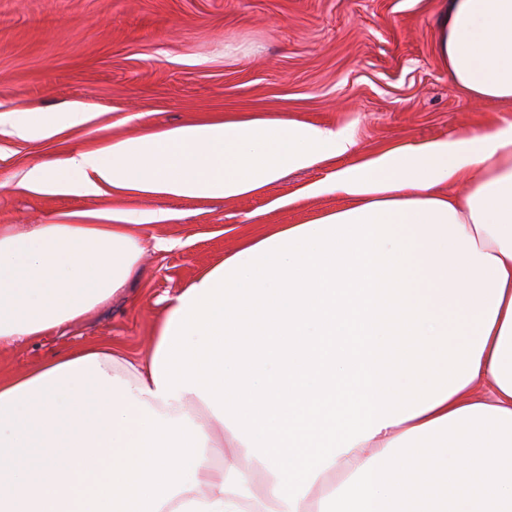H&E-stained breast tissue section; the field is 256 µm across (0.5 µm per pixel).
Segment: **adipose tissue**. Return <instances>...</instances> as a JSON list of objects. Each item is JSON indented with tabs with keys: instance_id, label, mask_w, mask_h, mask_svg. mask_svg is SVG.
<instances>
[{
	"instance_id": "1",
	"label": "adipose tissue",
	"mask_w": 512,
	"mask_h": 512,
	"mask_svg": "<svg viewBox=\"0 0 512 512\" xmlns=\"http://www.w3.org/2000/svg\"><path fill=\"white\" fill-rule=\"evenodd\" d=\"M437 33L455 85L512 102V0H442ZM94 118L1 112L0 133ZM329 161L300 194L342 206L243 234L172 298L144 364L86 348L0 378V512H117L137 448L156 460L138 512H402L415 449L431 476H476L480 497L448 512H512V476L491 478L512 459V124L364 154L342 128L228 114L32 165L20 185L229 201ZM169 218L0 226V342L107 301L145 249L132 225ZM209 355L230 394L202 383Z\"/></svg>"
}]
</instances>
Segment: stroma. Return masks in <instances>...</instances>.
Segmentation results:
<instances>
[{
  "label": "stroma",
  "mask_w": 512,
  "mask_h": 512,
  "mask_svg": "<svg viewBox=\"0 0 512 512\" xmlns=\"http://www.w3.org/2000/svg\"><path fill=\"white\" fill-rule=\"evenodd\" d=\"M440 0H0V111L78 102L92 124L40 141L0 134V225L52 224L82 212H174L137 224L171 240L148 251L117 294L81 321L0 344L8 377L85 345L144 358L169 297L221 262L242 232L299 224L336 198L295 200L326 176L288 173L264 194L204 204L105 194L48 196L18 186L33 164L97 150L143 127L227 112H285L352 132L363 153L512 122V102L469 99L436 49Z\"/></svg>",
  "instance_id": "stroma-1"
}]
</instances>
